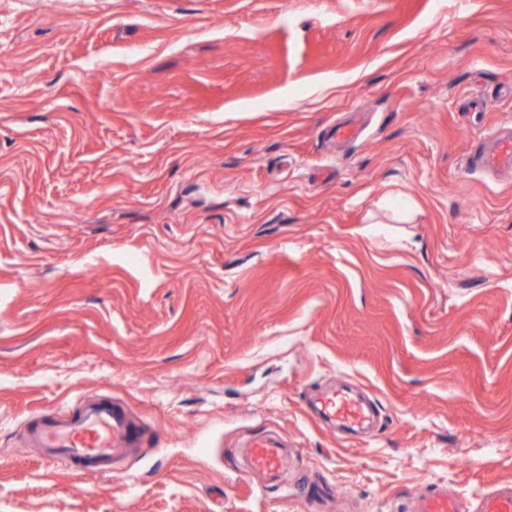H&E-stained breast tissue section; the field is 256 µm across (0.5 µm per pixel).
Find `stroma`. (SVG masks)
<instances>
[{
    "mask_svg": "<svg viewBox=\"0 0 512 512\" xmlns=\"http://www.w3.org/2000/svg\"><path fill=\"white\" fill-rule=\"evenodd\" d=\"M504 121L512 0H0V512L512 485V179L466 172ZM339 381L374 431L309 414ZM95 393L137 448L46 465L29 428ZM246 474L255 473L277 482L288 469V437L270 433L250 438L245 445Z\"/></svg>",
    "mask_w": 512,
    "mask_h": 512,
    "instance_id": "obj_1",
    "label": "stroma"
}]
</instances>
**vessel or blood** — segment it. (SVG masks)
<instances>
[{
  "label": "vessel or blood",
  "mask_w": 512,
  "mask_h": 512,
  "mask_svg": "<svg viewBox=\"0 0 512 512\" xmlns=\"http://www.w3.org/2000/svg\"><path fill=\"white\" fill-rule=\"evenodd\" d=\"M467 170L491 178L511 174L512 125L488 130L483 150L468 163ZM314 410L319 420L333 423L340 430L362 429L370 419L361 400L344 389L322 396ZM28 435L42 448L47 463L72 465L79 474L104 470L109 460L124 455L138 439L125 409L104 399L87 401L65 418L47 414ZM245 448L247 473L274 483L288 468L287 435L255 436ZM412 512H512V486L495 488L471 505L453 493L435 488L416 498Z\"/></svg>",
  "instance_id": "b4317fda"
}]
</instances>
